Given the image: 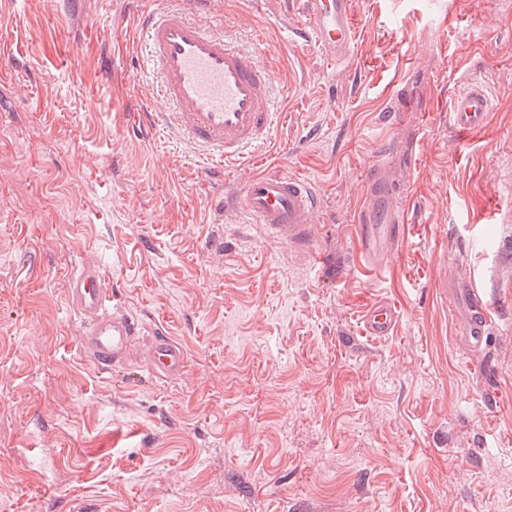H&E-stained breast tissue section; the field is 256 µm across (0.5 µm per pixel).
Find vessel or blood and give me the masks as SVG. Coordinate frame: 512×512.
I'll return each mask as SVG.
<instances>
[{
  "label": "vessel or blood",
  "instance_id": "obj_1",
  "mask_svg": "<svg viewBox=\"0 0 512 512\" xmlns=\"http://www.w3.org/2000/svg\"><path fill=\"white\" fill-rule=\"evenodd\" d=\"M354 0H300L301 32L331 65L350 59L356 33ZM214 0H164L135 17L136 31L148 46V67L160 81L161 92L174 109L148 113L162 126L203 152L213 169L260 152L279 118L274 109L269 71L250 47H233L201 23ZM493 110L486 85L471 82L452 99L449 120L461 133L481 130ZM368 203L358 219V236L366 262L382 268L389 253L405 238V220L391 205L393 187L374 170L366 178ZM249 224L263 225L269 239L288 245L309 259L318 252L312 217L319 197L308 180L277 170L249 178L234 191ZM465 314L458 336L471 348L481 347L489 334V301L472 286L461 290ZM68 306L77 317L80 346L103 373L137 357L138 326L118 310L115 295L105 288L99 266L83 264L71 274ZM399 321L396 308L385 301L370 306L362 331L371 339L393 335ZM149 370L160 378L178 376L185 352L172 338L156 333L147 353Z\"/></svg>",
  "mask_w": 512,
  "mask_h": 512
}]
</instances>
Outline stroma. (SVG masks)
Listing matches in <instances>:
<instances>
[{
  "label": "stroma",
  "instance_id": "1",
  "mask_svg": "<svg viewBox=\"0 0 512 512\" xmlns=\"http://www.w3.org/2000/svg\"><path fill=\"white\" fill-rule=\"evenodd\" d=\"M155 0H0V512H512V0H354L346 66L293 0H217L212 32L258 52L284 117L270 155L320 207L312 265L211 207L132 13ZM485 80L483 130L453 96ZM408 232L373 272L364 175ZM104 270L140 343L164 329L180 376L97 373L66 282ZM495 306L483 349L455 337L447 286ZM393 336H362L378 299ZM493 108V97L486 85L480 81L471 82L453 97L450 124L461 133L477 132L485 126Z\"/></svg>",
  "mask_w": 512,
  "mask_h": 512
}]
</instances>
